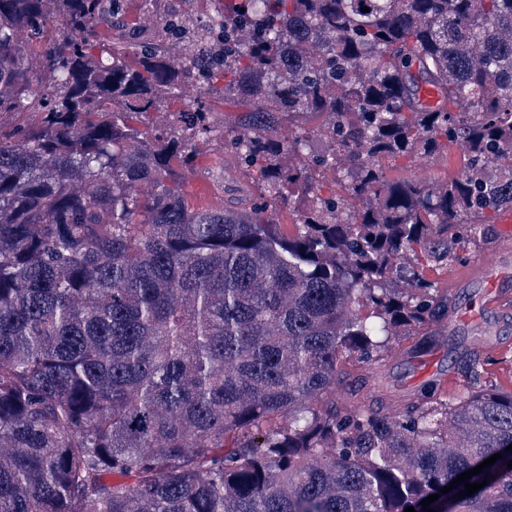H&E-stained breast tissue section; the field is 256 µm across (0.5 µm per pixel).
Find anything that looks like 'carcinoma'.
Listing matches in <instances>:
<instances>
[{"label":"carcinoma","instance_id":"obj_1","mask_svg":"<svg viewBox=\"0 0 512 512\" xmlns=\"http://www.w3.org/2000/svg\"><path fill=\"white\" fill-rule=\"evenodd\" d=\"M122 8L0 0V512H512V390L481 385L480 340L453 399L373 371L455 310L407 254L451 263L512 208V0H224L205 30L168 21L179 64L109 36ZM199 80L257 105L228 146L275 203L308 200L298 223L191 205ZM165 105L175 127L144 130ZM317 118L327 156L278 134ZM459 140L441 187L387 178ZM496 453L482 489L440 493Z\"/></svg>","mask_w":512,"mask_h":512}]
</instances>
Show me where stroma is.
Wrapping results in <instances>:
<instances>
[{"label":"stroma","instance_id":"35a3bbf8","mask_svg":"<svg viewBox=\"0 0 512 512\" xmlns=\"http://www.w3.org/2000/svg\"><path fill=\"white\" fill-rule=\"evenodd\" d=\"M178 9L191 19L212 12V4H199L198 0H179L170 5L169 0H125V23L135 26L149 22L151 29H160L161 21L170 9ZM215 121L203 153L194 169L187 173L185 189L192 204L197 206H239L241 199L263 201L261 189L252 182L239 166L236 157L225 151L224 139L232 135L242 116V109L230 100L212 101ZM465 151L448 150L427 157L415 155L389 164V179H420L436 186L447 178L460 173L464 166ZM491 242H473L460 261L449 267L425 266L422 257L409 258L411 266H419L425 277L436 287L455 292L458 296L460 319L452 333L446 335L441 346L429 356L427 364L408 362L407 359L388 358L385 368L386 381L394 389L403 391L427 381L429 374L447 375L450 378L444 392L455 395L464 389L465 380L455 370L463 339L479 335L486 337L487 348L482 355L481 381L502 390L512 389V313L481 310L480 300L485 293L483 282L473 280L477 265L497 252L502 239L500 230H493Z\"/></svg>","mask_w":512,"mask_h":512}]
</instances>
